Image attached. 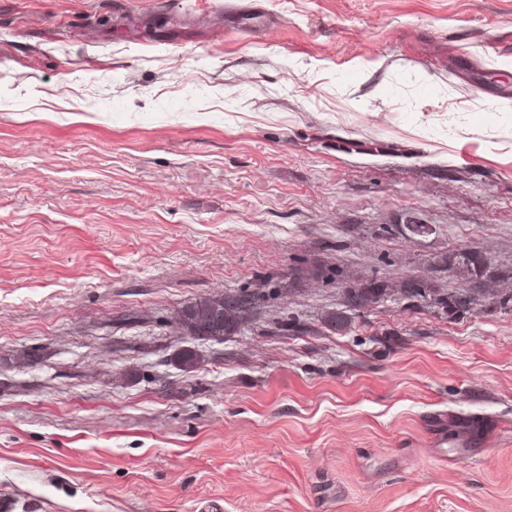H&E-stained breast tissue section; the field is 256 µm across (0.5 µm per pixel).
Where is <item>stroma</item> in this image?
Here are the masks:
<instances>
[{
    "instance_id": "stroma-1",
    "label": "stroma",
    "mask_w": 512,
    "mask_h": 512,
    "mask_svg": "<svg viewBox=\"0 0 512 512\" xmlns=\"http://www.w3.org/2000/svg\"><path fill=\"white\" fill-rule=\"evenodd\" d=\"M224 2L0 0V495L512 512V0ZM383 285L377 282H369L357 288H350L347 291V300L351 307L361 308L365 305L375 303L383 294ZM247 300L238 297H210L195 301L179 312L178 329L183 336L222 343L236 333L248 311Z\"/></svg>"
}]
</instances>
